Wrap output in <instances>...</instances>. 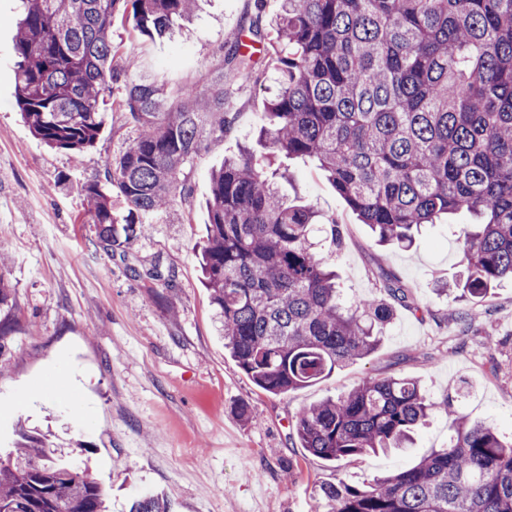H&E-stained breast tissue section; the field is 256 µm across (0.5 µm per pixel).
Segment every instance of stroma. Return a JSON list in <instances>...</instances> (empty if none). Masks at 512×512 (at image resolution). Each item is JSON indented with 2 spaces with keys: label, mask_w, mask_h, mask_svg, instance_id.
<instances>
[{
  "label": "stroma",
  "mask_w": 512,
  "mask_h": 512,
  "mask_svg": "<svg viewBox=\"0 0 512 512\" xmlns=\"http://www.w3.org/2000/svg\"><path fill=\"white\" fill-rule=\"evenodd\" d=\"M20 8L0 0V278L9 284L0 321L11 328L0 339V454L20 432L44 436L61 463L88 470L105 489L109 512H129L151 494L170 512H316L320 483L360 485L448 444V419L436 415L404 449L335 464L299 448L297 413L368 378L418 380L436 402L465 383L467 420L512 435V285L464 302L463 323L451 297L435 291L462 269L460 229L471 213L427 226L411 249L384 248L314 163L292 161L288 200L342 226L336 269L345 295L381 297L394 285L409 302L396 304L370 356L310 386L265 393L224 349L197 247L211 171L242 148L266 152L257 134L276 88L272 67L260 62L255 85L225 76L235 122L184 167L191 203L146 216L149 234L108 254L92 244L81 188L102 181L133 128L122 107L110 108L77 161L33 135L15 103L16 29L7 20ZM279 8L280 0H198L194 20L172 40L115 26L116 64L134 58L129 78L153 77L176 101L185 87L209 88L239 31ZM156 263L168 282L129 272Z\"/></svg>",
  "instance_id": "stroma-1"
}]
</instances>
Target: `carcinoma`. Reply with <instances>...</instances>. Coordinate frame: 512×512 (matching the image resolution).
I'll return each instance as SVG.
<instances>
[{"label":"carcinoma","instance_id":"obj_1","mask_svg":"<svg viewBox=\"0 0 512 512\" xmlns=\"http://www.w3.org/2000/svg\"><path fill=\"white\" fill-rule=\"evenodd\" d=\"M22 3L16 103L31 131L77 161L117 90L134 128L104 185L85 190L96 244L112 253L148 232L142 215L190 202L183 166L234 120L224 73L169 104L155 80L112 68L116 24L162 37L190 20L196 0ZM249 33L267 41L277 72L261 128L267 154L244 150L212 172L201 261L224 347L256 387L281 395L369 356L393 316L384 298H343L332 269L341 226L284 199L289 159L317 161L382 245L405 248L413 229L474 213L456 302L512 281V0H281L268 30L257 21ZM222 65L242 85L258 80L241 41ZM317 231L326 253L315 251ZM129 271L168 280L158 264ZM434 413L448 416L447 447L361 486L319 485V512H512V440L431 401L414 379L372 378L304 408L295 437L340 462L407 447ZM21 438L0 458V512H105L88 473L61 465L41 438ZM131 512L169 504L144 497Z\"/></svg>","mask_w":512,"mask_h":512}]
</instances>
